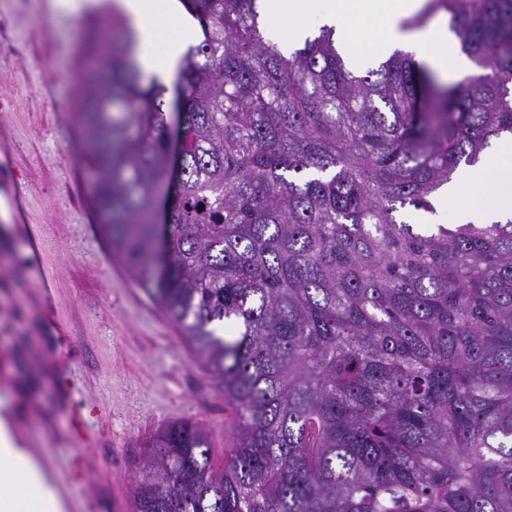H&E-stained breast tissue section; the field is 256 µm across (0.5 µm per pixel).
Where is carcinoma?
<instances>
[{"label": "carcinoma", "instance_id": "cac0c4a2", "mask_svg": "<svg viewBox=\"0 0 512 512\" xmlns=\"http://www.w3.org/2000/svg\"><path fill=\"white\" fill-rule=\"evenodd\" d=\"M203 39L165 94L134 32L87 59L83 161L112 254L239 411L149 439L133 512H512V220L399 219L512 134V0H465L452 84L411 52L284 53L258 0H183Z\"/></svg>", "mask_w": 512, "mask_h": 512}]
</instances>
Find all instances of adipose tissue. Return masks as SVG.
<instances>
[{"instance_id":"obj_1","label":"adipose tissue","mask_w":512,"mask_h":512,"mask_svg":"<svg viewBox=\"0 0 512 512\" xmlns=\"http://www.w3.org/2000/svg\"><path fill=\"white\" fill-rule=\"evenodd\" d=\"M117 7L140 33L139 69L166 81L178 59L193 43L189 27H178L176 37L162 36L163 28L178 26L180 16L174 0H116ZM422 0H262V14L284 30L286 43L302 40L309 18L334 26L336 38L348 55H363L358 29L371 22L376 38L372 49L385 53L400 47L430 62L448 76L470 72V62L457 53L448 29L435 23L412 32L403 21L416 13ZM456 201L459 223H490L512 219V137L499 140L483 154L480 163L461 171L448 191ZM45 463L13 433L7 420L0 419V512H68Z\"/></svg>"}]
</instances>
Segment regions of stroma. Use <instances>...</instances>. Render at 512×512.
Returning <instances> with one entry per match:
<instances>
[{
    "label": "stroma",
    "instance_id": "1",
    "mask_svg": "<svg viewBox=\"0 0 512 512\" xmlns=\"http://www.w3.org/2000/svg\"><path fill=\"white\" fill-rule=\"evenodd\" d=\"M107 18L123 42L119 11L74 17L50 13L49 0H0V132L25 197L20 216L0 207V400L69 512H130L143 443L172 420L200 424L223 468L238 422L106 247L76 114L86 32ZM34 226L36 258L26 247Z\"/></svg>",
    "mask_w": 512,
    "mask_h": 512
}]
</instances>
